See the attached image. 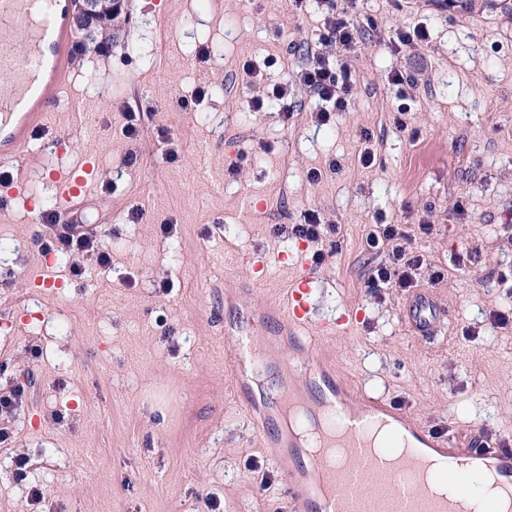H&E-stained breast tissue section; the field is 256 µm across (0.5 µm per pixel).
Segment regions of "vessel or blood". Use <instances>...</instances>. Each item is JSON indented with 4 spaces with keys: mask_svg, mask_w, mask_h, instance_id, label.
<instances>
[{
    "mask_svg": "<svg viewBox=\"0 0 512 512\" xmlns=\"http://www.w3.org/2000/svg\"><path fill=\"white\" fill-rule=\"evenodd\" d=\"M76 0H0V161L18 157L33 133L44 126L55 94L61 93L72 72L76 39ZM55 185L53 212L66 222L74 204L95 184L94 166L84 163L69 170L52 169ZM320 288L312 274L294 277L281 299L268 304L290 346L311 359L308 379L322 395L321 407L330 420L326 447L347 448L340 462L309 458L288 482L292 512H464L460 498L438 495L426 487L432 460L442 473L459 479L466 462L492 476L498 499L512 500V448L497 445L466 449L457 454L450 437L436 435L418 418L384 397L357 394L337 376L328 352L319 349L332 331L317 313L314 298ZM406 325L424 341L434 340L443 307L430 296H415L407 304ZM251 416L281 413L276 392L261 398L243 396ZM384 421L402 425V448L375 449L369 435Z\"/></svg>",
    "mask_w": 512,
    "mask_h": 512,
    "instance_id": "vessel-or-blood-1",
    "label": "vessel or blood"
}]
</instances>
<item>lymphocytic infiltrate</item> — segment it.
<instances>
[{
    "instance_id": "lymphocytic-infiltrate-1",
    "label": "lymphocytic infiltrate",
    "mask_w": 512,
    "mask_h": 512,
    "mask_svg": "<svg viewBox=\"0 0 512 512\" xmlns=\"http://www.w3.org/2000/svg\"><path fill=\"white\" fill-rule=\"evenodd\" d=\"M364 25V20L358 19L353 12H339L335 7H328L318 43L309 48L305 64L289 78L265 89L260 86L263 79L260 69L254 63H244L242 78L246 86L256 90L250 99L252 111L273 110L279 112L282 120H291L297 107L296 93L301 89L318 100V106L311 114L317 125L327 124L332 113L346 111L357 84V75L344 55L357 47ZM46 223L49 235L41 241L42 250L77 257L78 262L72 267L73 275H82L88 261L101 267L111 264V254L98 225L83 223L81 216L75 214L64 224L57 223L51 216L47 217ZM430 231L431 226L425 221L407 226L377 219L366 242L371 250L383 253L384 258L369 274V290L376 292L390 284L404 289L415 287L425 259L414 250L412 243L417 236ZM273 233L281 238H300L312 243L316 247L314 258L319 261L324 257V247H337L341 227L324 223L318 210L307 209L302 212L300 223L274 225Z\"/></svg>"
}]
</instances>
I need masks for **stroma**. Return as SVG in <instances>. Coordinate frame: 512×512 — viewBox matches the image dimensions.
<instances>
[{
	"mask_svg": "<svg viewBox=\"0 0 512 512\" xmlns=\"http://www.w3.org/2000/svg\"><path fill=\"white\" fill-rule=\"evenodd\" d=\"M506 8L467 9L456 0H358L372 18L348 63L358 83L346 111L316 127L317 102L302 95L292 121L255 112L240 81L243 63L272 54L304 63L323 16L284 11L281 0H125L97 40L119 55L89 50L55 99L48 126L30 147L35 169L43 142L60 141L65 167L93 160L94 193L80 207L112 251V265L88 266L84 279L56 268L58 288L37 287L33 273L52 262L35 244L41 226L11 195L21 162L0 180V390L25 385L12 438L0 445V512H287L293 458L272 463L226 377L225 326L241 309L261 314L302 266L322 283L317 304L336 321L322 338L336 368L357 390H378L428 426L448 428L455 448L471 437L512 436V322L490 328V315L512 310V290L498 281L512 267V0ZM426 23L429 43L390 55L393 29ZM213 47L209 62L198 46ZM420 72L404 116L390 67ZM199 87L197 112L175 98ZM148 98L153 112L136 141L121 134L123 113ZM80 99L82 118L66 110ZM178 146L158 151L159 131ZM372 136L376 163L361 168L357 145ZM136 151L138 161L121 159ZM338 173L326 172L329 160ZM323 170L321 182L307 178ZM144 207L141 219L133 205ZM319 209L341 225L337 252L314 261L291 255L271 227ZM395 224L425 220L430 234L414 246L426 262L418 292L446 309L432 343L405 330L410 292L372 293L368 273L380 257L366 244L377 213ZM177 226L174 248L160 224ZM473 260L455 265L456 254ZM443 279H433L435 270ZM170 278V294L152 284ZM359 311L357 323L343 315ZM41 349L31 356L29 346ZM62 421H55V414ZM27 455L46 490L28 503L11 460ZM260 462L261 471L250 468ZM268 473L269 489L259 486Z\"/></svg>",
	"mask_w": 512,
	"mask_h": 512,
	"instance_id": "obj_1",
	"label": "stroma"
}]
</instances>
